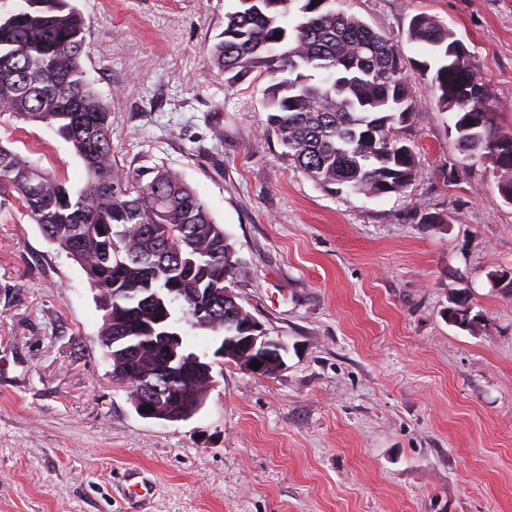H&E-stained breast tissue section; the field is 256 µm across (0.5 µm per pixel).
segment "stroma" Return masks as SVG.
<instances>
[{
  "label": "stroma",
  "instance_id": "obj_1",
  "mask_svg": "<svg viewBox=\"0 0 512 512\" xmlns=\"http://www.w3.org/2000/svg\"><path fill=\"white\" fill-rule=\"evenodd\" d=\"M81 58L126 168L178 171L246 273L238 302L281 340L253 375L182 322L214 386L185 421L140 417L112 378L82 268L13 196L0 197V512H127L120 473L153 483L150 512H512V203L492 166L456 167L453 115L429 102L407 39L435 16L466 46L512 132V0H336L397 40L419 107L405 194H335L266 133L270 78L227 86L208 60L234 0H69ZM0 143L85 179L71 145L0 114ZM462 290L480 319L449 324Z\"/></svg>",
  "mask_w": 512,
  "mask_h": 512
}]
</instances>
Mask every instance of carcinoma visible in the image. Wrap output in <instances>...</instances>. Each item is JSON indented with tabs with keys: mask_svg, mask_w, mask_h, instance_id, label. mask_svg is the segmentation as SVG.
Returning <instances> with one entry per match:
<instances>
[{
	"mask_svg": "<svg viewBox=\"0 0 512 512\" xmlns=\"http://www.w3.org/2000/svg\"><path fill=\"white\" fill-rule=\"evenodd\" d=\"M25 8L0 21V114L41 123L81 159L85 182L67 180L0 144V196L17 194L29 218L50 242L80 265L99 297L101 335L120 326L139 335L174 332L172 318L154 320L140 302L149 288L172 313L199 329H224V302L193 318L201 288H224L244 273L234 245L210 208L177 172L163 166L122 169L112 153L110 112L81 66L84 25L68 0H24ZM293 0H235L224 16V38L209 51L213 67L232 86L257 72L270 77L265 109L296 168L334 192L381 195L405 192L417 172V153L397 134L418 101L403 77L400 48L354 15L304 0L288 25ZM282 37L274 39L276 33ZM408 41L424 61L432 102L455 114L456 150L493 166L497 189L512 200V133L500 127L489 84L470 54L448 57L459 42L435 17L414 16ZM467 296L448 297V320L477 324Z\"/></svg>",
	"mask_w": 512,
	"mask_h": 512,
	"instance_id": "cac0c4a2",
	"label": "carcinoma"
}]
</instances>
